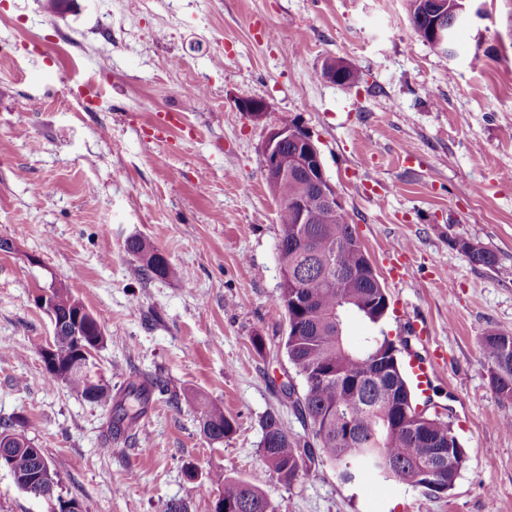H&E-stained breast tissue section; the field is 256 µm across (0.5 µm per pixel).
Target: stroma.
I'll return each mask as SVG.
<instances>
[{"label": "stroma", "mask_w": 512, "mask_h": 512, "mask_svg": "<svg viewBox=\"0 0 512 512\" xmlns=\"http://www.w3.org/2000/svg\"><path fill=\"white\" fill-rule=\"evenodd\" d=\"M0 0V425H21L56 473L54 498L0 470V512H211L209 475L253 483L275 512H512V400L489 383L482 336L512 331V0H468L453 56L415 36L409 0ZM355 68L346 88L325 59ZM241 97L265 100L255 121ZM168 114L160 123L159 114ZM318 146L387 291L383 329L402 360L432 359L429 409L466 453L439 497L328 464L288 484L260 454L272 414L308 431L280 391L294 370L278 304L279 202L262 146L284 119ZM138 235L176 273L145 278ZM465 238L500 270L472 265ZM409 244L400 277L389 250ZM64 285L96 317L94 361L112 387L159 378L138 428L109 437L110 405L48 374L51 322L34 297ZM427 328L406 332L409 320ZM262 348H255V338ZM235 425L200 432L194 398Z\"/></svg>", "instance_id": "1"}]
</instances>
